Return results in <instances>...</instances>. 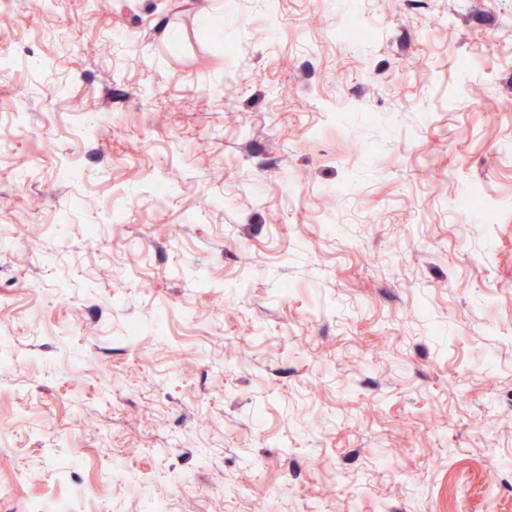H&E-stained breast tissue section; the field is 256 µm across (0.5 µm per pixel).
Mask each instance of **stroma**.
I'll list each match as a JSON object with an SVG mask.
<instances>
[{
    "mask_svg": "<svg viewBox=\"0 0 512 512\" xmlns=\"http://www.w3.org/2000/svg\"><path fill=\"white\" fill-rule=\"evenodd\" d=\"M1 56L0 512H512V0H0Z\"/></svg>",
    "mask_w": 512,
    "mask_h": 512,
    "instance_id": "obj_1",
    "label": "stroma"
}]
</instances>
